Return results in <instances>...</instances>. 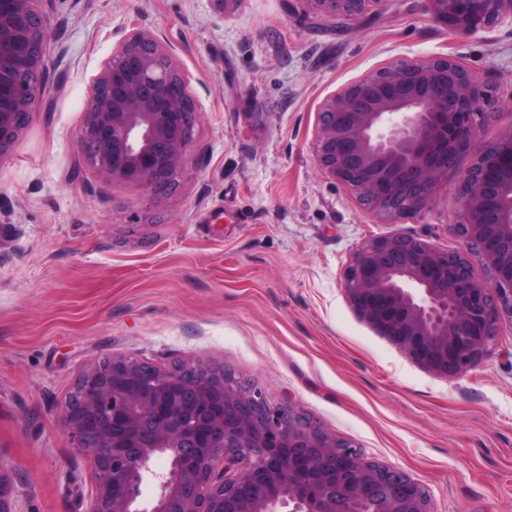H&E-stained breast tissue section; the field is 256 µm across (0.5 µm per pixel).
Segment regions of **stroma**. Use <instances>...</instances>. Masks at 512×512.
Listing matches in <instances>:
<instances>
[{
	"instance_id": "35a3bbf8",
	"label": "stroma",
	"mask_w": 512,
	"mask_h": 512,
	"mask_svg": "<svg viewBox=\"0 0 512 512\" xmlns=\"http://www.w3.org/2000/svg\"><path fill=\"white\" fill-rule=\"evenodd\" d=\"M45 89L0 159V465L17 512H89L95 482L63 409L82 374L131 358L223 368L367 461L431 512H512V319L488 357L438 378L362 320L343 272L404 235L459 249L460 178L384 221L314 151L322 102L380 70L451 58L484 84L470 153L512 132V20L448 31L426 0H370L354 21L304 0H38ZM155 37L198 105L163 193L81 156L88 86L122 33Z\"/></svg>"
}]
</instances>
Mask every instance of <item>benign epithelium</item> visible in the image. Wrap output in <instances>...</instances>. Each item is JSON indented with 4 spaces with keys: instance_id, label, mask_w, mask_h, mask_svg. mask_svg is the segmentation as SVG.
<instances>
[{
    "instance_id": "obj_1",
    "label": "benign epithelium",
    "mask_w": 512,
    "mask_h": 512,
    "mask_svg": "<svg viewBox=\"0 0 512 512\" xmlns=\"http://www.w3.org/2000/svg\"><path fill=\"white\" fill-rule=\"evenodd\" d=\"M36 0H0V158L42 90L47 32ZM322 18L354 20L370 0H305ZM448 30L472 35L512 18V0H427ZM162 44L140 32L119 39L92 79L79 144L112 180L170 186L188 162L198 107ZM484 85L449 58L386 68L327 98L316 136L319 166L351 186L386 221L425 212L448 173L461 178L463 248L439 251L403 235L357 250L344 287L359 315L432 375L452 379L487 356L512 318V133L468 159L489 116ZM490 267L477 279L471 257ZM63 420L95 473L90 512H430L421 487L370 464L293 408L220 370L126 362L83 374ZM168 459L158 493L141 503L153 457ZM0 512H16L0 466Z\"/></svg>"
}]
</instances>
